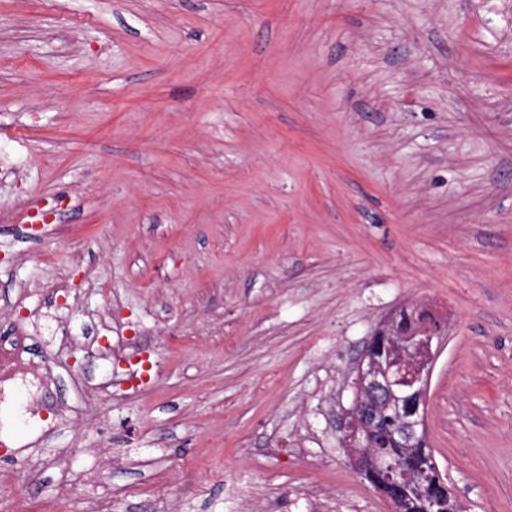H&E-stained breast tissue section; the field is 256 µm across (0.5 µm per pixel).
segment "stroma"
I'll list each match as a JSON object with an SVG mask.
<instances>
[{
    "instance_id": "35a3bbf8",
    "label": "stroma",
    "mask_w": 512,
    "mask_h": 512,
    "mask_svg": "<svg viewBox=\"0 0 512 512\" xmlns=\"http://www.w3.org/2000/svg\"><path fill=\"white\" fill-rule=\"evenodd\" d=\"M18 133L0 307L69 275L151 370L104 423L15 418L43 466L0 458V482L49 500L76 445L119 512H310L303 486L389 512L340 415L377 324L423 302L446 324L438 468L462 512H512V0H0V137ZM129 430L108 466L97 447Z\"/></svg>"
}]
</instances>
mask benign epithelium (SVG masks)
I'll return each mask as SVG.
<instances>
[{
	"mask_svg": "<svg viewBox=\"0 0 512 512\" xmlns=\"http://www.w3.org/2000/svg\"><path fill=\"white\" fill-rule=\"evenodd\" d=\"M442 334V322L429 307L421 303L405 306L374 330L353 369L355 398L342 418V444L354 467L374 476V488L390 503L392 512H407L411 502L406 486H425L430 477L413 469L408 457H392L380 448V419L389 409L398 411L401 422L392 441L412 451L424 429L421 409L426 407L433 369L430 363L410 378L413 393L408 395L397 387L400 378L394 377L393 361L397 356L405 359L422 343ZM432 487L444 492L437 482Z\"/></svg>",
	"mask_w": 512,
	"mask_h": 512,
	"instance_id": "1",
	"label": "benign epithelium"
}]
</instances>
